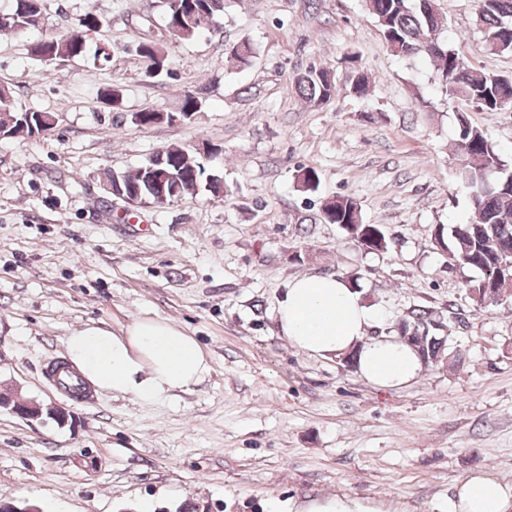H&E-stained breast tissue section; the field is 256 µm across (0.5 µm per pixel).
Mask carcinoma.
Wrapping results in <instances>:
<instances>
[{
	"label": "carcinoma",
	"mask_w": 512,
	"mask_h": 512,
	"mask_svg": "<svg viewBox=\"0 0 512 512\" xmlns=\"http://www.w3.org/2000/svg\"><path fill=\"white\" fill-rule=\"evenodd\" d=\"M476 23L483 33L485 48L494 54L512 55V0H479ZM369 12L377 21L390 52L397 57H430L444 88L452 89V97L475 102L488 112L501 110V100L512 99V78L493 72L475 71L465 57L448 48L440 38L441 18L435 0H366ZM169 35L184 42L195 40L215 19L224 13V0H165ZM42 0H11V6L0 10V32L24 37L42 28ZM85 42L81 33L48 36L32 47V53L49 60H69L81 55ZM147 68L159 73L167 66V54L159 43L146 40L137 47ZM295 89L315 103L330 101L336 85L323 68L311 66L295 80ZM456 152L461 160L459 176L467 190L476 219L451 228L438 225L431 233L432 245L448 256V266L459 265L478 272L467 284L473 306L482 310L502 299L512 297V172L495 141L486 131L472 125L467 118L457 120ZM55 127L54 116L17 107L9 87L0 86V129L13 133V140L28 141ZM166 162L155 176L156 185L147 186L142 168L133 172H108L101 180L112 182L116 176L129 187H141L150 202L161 191L175 186L183 196L205 184L214 196L224 194L223 177L206 173L204 164L191 150L170 147ZM297 180L304 192L313 193L319 176L312 167H300ZM342 204L326 221L340 226L353 240L360 236L374 239L378 252L386 253L391 237L378 224H366L361 210L350 196L340 197ZM434 311L415 307L396 324V336L407 341L425 364L436 358H451V328Z\"/></svg>",
	"instance_id": "carcinoma-1"
}]
</instances>
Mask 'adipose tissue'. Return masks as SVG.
<instances>
[{
  "instance_id": "adipose-tissue-1",
  "label": "adipose tissue",
  "mask_w": 512,
  "mask_h": 512,
  "mask_svg": "<svg viewBox=\"0 0 512 512\" xmlns=\"http://www.w3.org/2000/svg\"><path fill=\"white\" fill-rule=\"evenodd\" d=\"M282 336L291 347L320 356L357 351L360 376L379 388L410 383L422 370L418 354L392 336H372L375 317L342 277L294 278L277 307ZM66 354L80 376L97 388L156 402L186 391L208 375L198 340L175 322L143 317L114 333L95 323L67 337ZM448 512H512V484L488 474L464 478Z\"/></svg>"
}]
</instances>
